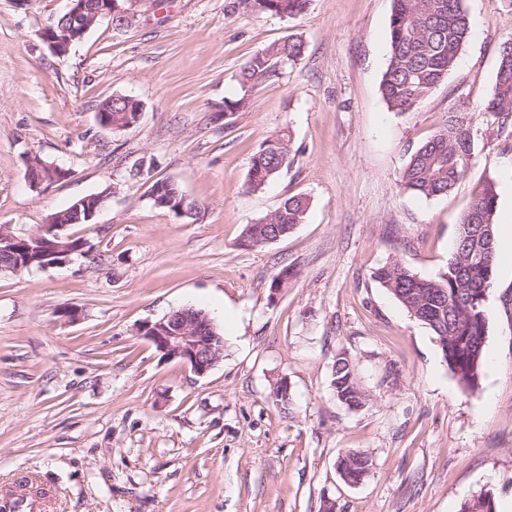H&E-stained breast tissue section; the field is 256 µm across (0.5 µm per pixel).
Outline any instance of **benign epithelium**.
<instances>
[{
    "label": "benign epithelium",
    "mask_w": 512,
    "mask_h": 512,
    "mask_svg": "<svg viewBox=\"0 0 512 512\" xmlns=\"http://www.w3.org/2000/svg\"><path fill=\"white\" fill-rule=\"evenodd\" d=\"M70 2L68 11L62 15L66 27L57 29L47 25L42 31V40L59 58L68 55L73 42L83 38L100 17L118 19L124 27L132 22L131 13L120 5V0H98L94 6L89 0ZM66 228L65 224H43L37 234L30 236H17L1 228L0 254L30 256L38 253L40 268L45 269L65 262L74 253L89 252V242L65 233ZM211 326L210 318L193 319L182 309L157 323L145 322L141 334L162 356L178 359L202 376L219 362L222 354V348L215 346L218 337L207 334Z\"/></svg>",
    "instance_id": "benign-epithelium-1"
}]
</instances>
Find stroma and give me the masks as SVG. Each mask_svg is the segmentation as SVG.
Instances as JSON below:
<instances>
[{
  "label": "stroma",
  "instance_id": "1",
  "mask_svg": "<svg viewBox=\"0 0 512 512\" xmlns=\"http://www.w3.org/2000/svg\"><path fill=\"white\" fill-rule=\"evenodd\" d=\"M124 6L132 27L102 20L60 60L41 31L66 0H0V226L25 236L73 201L109 194L91 223L68 228L90 242L88 256L0 271V488L34 477L53 512H458L486 491L504 512L512 255L486 300L472 391L373 273L392 261L426 278L444 271L484 183L497 217L512 215V136L482 110L512 40V0H464L471 28L454 69L402 113L380 91L392 0H309L295 18L254 13L247 0ZM286 39L304 54L225 117L247 61ZM111 96L141 101L134 126L99 125ZM452 111L471 125L472 170L444 196L405 191L411 154ZM279 136L290 166L248 190L252 156ZM35 156L69 178L33 186ZM166 179L197 215L152 205L149 186ZM295 194L310 200L304 222L242 247L247 226ZM285 269L287 288L273 292ZM183 307L204 310L224 337L202 376L139 333ZM341 352L370 396L356 411L331 390ZM279 379L286 410L271 396ZM351 450L373 463L355 486L336 469Z\"/></svg>",
  "mask_w": 512,
  "mask_h": 512
}]
</instances>
